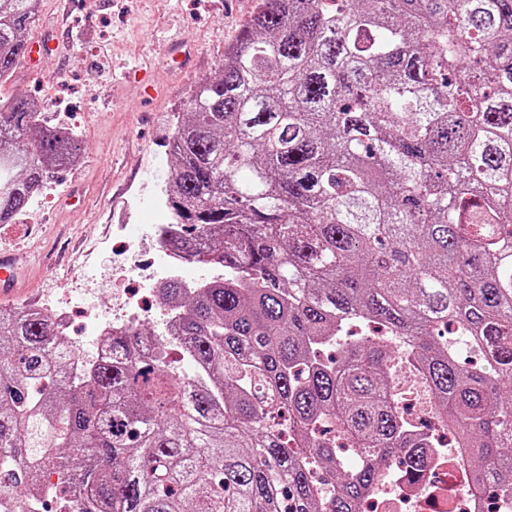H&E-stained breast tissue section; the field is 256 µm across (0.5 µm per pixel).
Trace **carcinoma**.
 Listing matches in <instances>:
<instances>
[{"instance_id":"cac0c4a2","label":"carcinoma","mask_w":512,"mask_h":512,"mask_svg":"<svg viewBox=\"0 0 512 512\" xmlns=\"http://www.w3.org/2000/svg\"><path fill=\"white\" fill-rule=\"evenodd\" d=\"M37 2L0 0V82ZM38 112L0 99V224L82 155ZM169 146L181 258L223 270L160 288L188 369L136 327L73 381L47 315L0 311V512H361L440 447L391 391V336L471 492L512 502V0H258Z\"/></svg>"}]
</instances>
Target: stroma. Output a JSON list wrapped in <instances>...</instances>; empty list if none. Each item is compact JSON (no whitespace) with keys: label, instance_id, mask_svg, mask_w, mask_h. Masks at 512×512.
Instances as JSON below:
<instances>
[{"label":"stroma","instance_id":"1","mask_svg":"<svg viewBox=\"0 0 512 512\" xmlns=\"http://www.w3.org/2000/svg\"><path fill=\"white\" fill-rule=\"evenodd\" d=\"M256 7L257 0H42L30 36L58 35L57 47L36 71L19 66L0 84V98L46 104L85 151L51 177V205H30L33 227L0 224V250L16 255L15 303L71 298L69 334L83 348L91 346L84 307L107 319L118 313L113 294L136 287L131 268L145 258L152 226L169 221L161 187L175 114L219 75L225 46ZM66 252L79 264H56ZM121 265L126 275L117 274Z\"/></svg>","mask_w":512,"mask_h":512}]
</instances>
